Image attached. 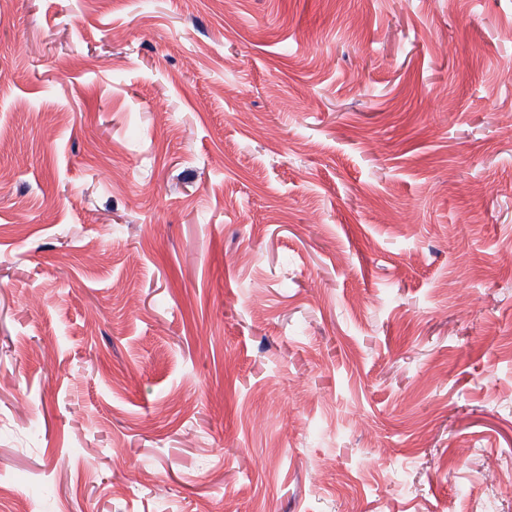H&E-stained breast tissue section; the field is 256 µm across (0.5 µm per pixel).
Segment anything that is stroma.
<instances>
[{
    "label": "stroma",
    "mask_w": 512,
    "mask_h": 512,
    "mask_svg": "<svg viewBox=\"0 0 512 512\" xmlns=\"http://www.w3.org/2000/svg\"><path fill=\"white\" fill-rule=\"evenodd\" d=\"M1 487L512 512V0H9Z\"/></svg>",
    "instance_id": "obj_1"
}]
</instances>
